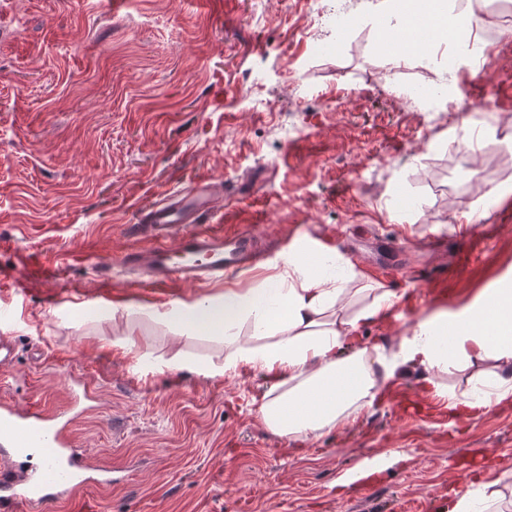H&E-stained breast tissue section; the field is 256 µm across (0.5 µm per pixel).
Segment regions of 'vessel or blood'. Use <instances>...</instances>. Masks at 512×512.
Wrapping results in <instances>:
<instances>
[{"label":"vessel or blood","mask_w":512,"mask_h":512,"mask_svg":"<svg viewBox=\"0 0 512 512\" xmlns=\"http://www.w3.org/2000/svg\"><path fill=\"white\" fill-rule=\"evenodd\" d=\"M493 95L500 111H512V86L478 85L475 100ZM222 194L215 184L198 180L141 212L130 231L140 246L119 259L125 270L148 275L152 284L209 283L233 277L263 255L262 239L248 230L225 231L209 223ZM176 246H169V238ZM114 483L112 470L93 467L73 449L72 441L39 406L0 404V512H22L70 495L89 481Z\"/></svg>","instance_id":"1"}]
</instances>
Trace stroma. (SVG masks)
Segmentation results:
<instances>
[{
    "mask_svg": "<svg viewBox=\"0 0 512 512\" xmlns=\"http://www.w3.org/2000/svg\"><path fill=\"white\" fill-rule=\"evenodd\" d=\"M342 3L353 28L313 0H0V308L15 312L0 333L17 350L0 400L65 412L83 379L95 400L72 437L129 472L48 512H425L489 482L512 512V406L458 413L442 394L469 371H412L348 426L293 442L259 418L264 372L209 375L223 341L157 317L259 287L282 260L164 290L118 267L139 212L208 178L232 197L214 223L292 249L338 236L321 260L401 295L353 345L398 348L418 318L512 287V151L463 145L455 116L425 111L416 90L441 84L447 48L390 57L378 0ZM470 210L477 227L450 232ZM29 255L62 272L21 297Z\"/></svg>",
    "mask_w": 512,
    "mask_h": 512,
    "instance_id": "obj_1",
    "label": "stroma"
}]
</instances>
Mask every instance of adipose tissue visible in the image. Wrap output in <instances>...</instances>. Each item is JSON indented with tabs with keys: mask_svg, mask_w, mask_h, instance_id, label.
<instances>
[{
	"mask_svg": "<svg viewBox=\"0 0 512 512\" xmlns=\"http://www.w3.org/2000/svg\"><path fill=\"white\" fill-rule=\"evenodd\" d=\"M379 11L393 16V33L403 34L416 55L431 53L434 41L419 35L426 20L464 22L476 38L471 6L436 0L435 7L413 11L400 0H380ZM354 269L335 277L322 272L307 251L295 249L271 288L225 291L207 300L162 312V319L188 335L224 341V368L264 371L271 383L259 418L273 434L291 440L317 437L343 427L370 408L380 390L405 368L438 374L448 368L471 370L472 382L449 392L452 406L470 412L512 401V289L491 288L455 313L421 318L398 352L383 347L355 348L350 340L359 322L374 321L398 305L397 293L380 288L373 297L348 289ZM250 322L252 333L237 328ZM493 369H485V362Z\"/></svg>",
	"mask_w": 512,
	"mask_h": 512,
	"instance_id": "ef3b65f1",
	"label": "adipose tissue"
}]
</instances>
